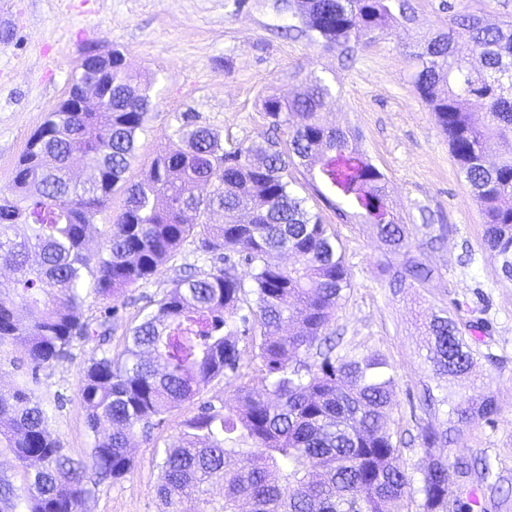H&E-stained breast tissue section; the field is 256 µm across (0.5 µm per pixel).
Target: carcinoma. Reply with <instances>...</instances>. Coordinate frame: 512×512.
<instances>
[{
    "label": "carcinoma",
    "mask_w": 512,
    "mask_h": 512,
    "mask_svg": "<svg viewBox=\"0 0 512 512\" xmlns=\"http://www.w3.org/2000/svg\"><path fill=\"white\" fill-rule=\"evenodd\" d=\"M440 6L443 28L408 53L411 83L448 137L481 209L484 245L512 282V154L485 162L492 142L512 139V22L489 26L452 0ZM285 7L303 19L294 30L347 59L411 11L409 0H285ZM92 81L104 100L92 112L74 111ZM155 82L130 73L116 49L80 64L66 97L28 139L8 191H0V265L15 274L9 287L0 286V347L21 343L34 381L78 346L93 342L100 350L88 359L78 394L93 438L84 459L51 437L49 411L32 389L0 391V447L13 453L25 484L21 496L0 478V512H12L18 499L25 512H82L87 472L113 481L129 475L137 428L237 373L248 336L262 389L242 386L234 402L204 403L183 421L178 444L159 463L157 494L167 512H181L185 499L193 512H212L216 485L224 489V512H239L243 502L249 512H407L414 477L400 466L402 441L388 427L393 371L377 353L338 351L329 336L351 272L336 234L292 188L290 170L304 168L314 195L341 220L367 224L391 248L407 250L412 231L388 204L384 173L351 132L321 121L332 90L307 78L294 97L263 98L272 133L247 142L227 144L223 131L184 116L178 146L157 154L129 184ZM283 126L285 140L274 136ZM75 156L93 178H75ZM118 188L124 208L91 253L87 230ZM218 212L222 224L212 223ZM19 225L23 235L10 234ZM187 241L224 266L174 281L151 300L124 349L111 353L112 300L148 284ZM273 253L292 256L293 265L271 263ZM236 256L250 266V281L236 275ZM430 279L431 270L407 258L391 287ZM90 300L106 303L103 314L84 316ZM425 334L434 372L468 385L452 401L429 388L420 398L434 418L450 404L446 419L420 427L423 512H448L450 499L455 512H509L512 491L489 462L435 453L481 422L494 424L498 402L477 384L479 362L494 357L472 346L451 317L431 316ZM230 457L237 458L233 467Z\"/></svg>",
    "instance_id": "carcinoma-1"
}]
</instances>
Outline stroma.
<instances>
[{"label":"stroma","instance_id":"35a3bbf8","mask_svg":"<svg viewBox=\"0 0 512 512\" xmlns=\"http://www.w3.org/2000/svg\"><path fill=\"white\" fill-rule=\"evenodd\" d=\"M440 2L411 0L414 22L377 35L347 60L289 34L293 18L280 10V0H0V188L10 185L14 165L46 112L64 98L88 44L119 49L130 71L159 78L160 94L127 173L132 182L157 153L174 145L177 116L188 113L226 137L249 139L268 127L265 96L288 98L307 77L321 78L333 89L324 123L357 135L385 174L394 212L416 228V245L403 254L369 225L346 224L327 214L351 272V287L333 322L342 348L387 357L396 374L389 427L405 438L417 432L413 406L423 387L443 396L461 385L434 375L426 364L425 315L440 311L484 325L485 349L499 363L484 366L482 382L501 410L493 425L474 426L450 454L488 457L512 477V282L502 280L483 247L480 208L409 78L406 54L440 26ZM425 209L453 227L442 248L425 245ZM407 256L424 263L432 278L427 287L393 292L388 272ZM139 295L131 288L117 300L112 353L122 351L130 328L146 314ZM95 351L94 344H86L73 359L40 371L33 385L36 397L52 410V436L75 458L85 456L92 441L78 393ZM237 387L236 380L216 379L199 400L137 431L130 447L133 472L114 482L90 480L83 512H164L156 493L164 448L177 440L182 421L199 401L221 406Z\"/></svg>","mask_w":512,"mask_h":512}]
</instances>
